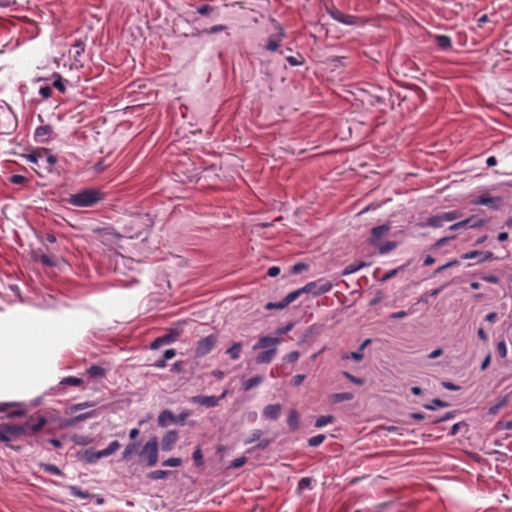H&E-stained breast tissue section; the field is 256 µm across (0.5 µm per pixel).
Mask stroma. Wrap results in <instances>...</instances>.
<instances>
[{"label":"stroma","mask_w":512,"mask_h":512,"mask_svg":"<svg viewBox=\"0 0 512 512\" xmlns=\"http://www.w3.org/2000/svg\"><path fill=\"white\" fill-rule=\"evenodd\" d=\"M478 186L456 271L317 326L211 491L289 292ZM510 244L512 0H0V360L73 327L0 381V512H512ZM29 336H22L25 344L35 352L23 363L24 377L33 376L39 369L42 357H47L56 343L66 339L71 328L66 325H57L53 328L26 325Z\"/></svg>","instance_id":"stroma-1"}]
</instances>
